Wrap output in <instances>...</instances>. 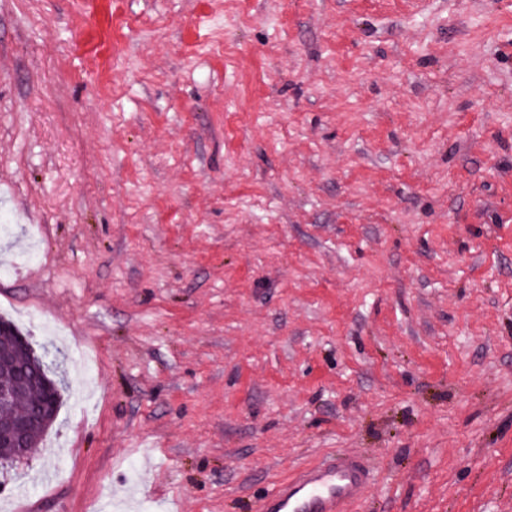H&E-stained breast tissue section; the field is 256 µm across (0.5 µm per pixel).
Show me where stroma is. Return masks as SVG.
Wrapping results in <instances>:
<instances>
[{"label":"stroma","mask_w":512,"mask_h":512,"mask_svg":"<svg viewBox=\"0 0 512 512\" xmlns=\"http://www.w3.org/2000/svg\"><path fill=\"white\" fill-rule=\"evenodd\" d=\"M1 211L0 512H512V0H0ZM14 340H15V346L18 348V350H20L22 353H24L28 357L29 361L33 365H35L38 368V370L41 374L42 380L47 385L48 390L52 388L54 391V395H55L56 387L54 385V381L52 379L48 378V376H47V374L49 373V370H48L47 365L44 362L43 357H40L35 354V352L33 351L31 345L26 340V338L19 336V337H14ZM28 359L23 356H20L17 359V361L14 363L13 369H7V370L1 372V379H2V375H3V377L5 376V382L14 383L15 378L18 375H23L27 378L34 379L36 381V383L33 385L39 386L38 381H37L38 377H39L38 370L36 367H34L32 364L29 363ZM49 417L40 416L38 419L34 417V413L22 415L21 413L13 416L1 418L0 416V462L10 460H28L32 458L37 446L29 443L28 448L24 447L25 440L32 430L39 427H46L56 417V403L51 402V406L47 411ZM44 432L42 430H34L31 433L32 439H38ZM21 441L22 447L14 445ZM1 448H12L11 451L1 453ZM366 483L361 460L343 453L326 466L307 469L279 484L258 512H345L344 506L361 495Z\"/></svg>","instance_id":"1"}]
</instances>
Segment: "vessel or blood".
I'll list each match as a JSON object with an SVG mask.
<instances>
[{
	"instance_id": "obj_1",
	"label": "vessel or blood",
	"mask_w": 512,
	"mask_h": 512,
	"mask_svg": "<svg viewBox=\"0 0 512 512\" xmlns=\"http://www.w3.org/2000/svg\"><path fill=\"white\" fill-rule=\"evenodd\" d=\"M366 483L367 471L361 460L344 453L326 466L307 469L279 484L264 498L258 512H344Z\"/></svg>"
}]
</instances>
